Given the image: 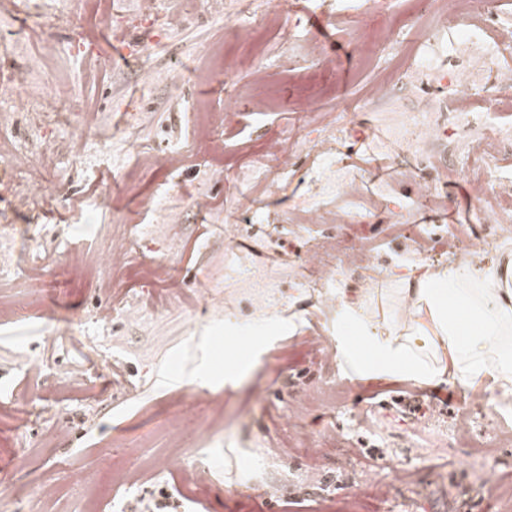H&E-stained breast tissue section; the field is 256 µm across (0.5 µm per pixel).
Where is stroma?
Wrapping results in <instances>:
<instances>
[{"label":"stroma","instance_id":"1","mask_svg":"<svg viewBox=\"0 0 512 512\" xmlns=\"http://www.w3.org/2000/svg\"><path fill=\"white\" fill-rule=\"evenodd\" d=\"M19 2L0 0V69L44 81L68 111L38 132L27 112L8 114L18 150L51 154L33 191L57 189L56 207L19 208L3 186L24 177L0 158V225L13 227L0 237V512H130L161 489L178 512H512V404H498L491 431L467 408L471 389L354 376L336 358V315L321 309L326 291L346 299L431 261L477 263L448 244L452 226L494 243L496 264L512 255V226L476 223L459 150L404 153L389 101L354 109L382 71L429 57L456 66L433 0L348 11L342 0H216L178 22L181 0L148 14L140 0H75L68 21L60 0ZM39 28L56 47L46 57ZM320 31L330 40L313 59L305 45ZM217 69L222 79L207 78ZM312 96L349 110L336 142L362 180L360 197L325 202L367 223L284 221L324 181L305 145ZM234 101L230 129L217 115ZM125 125L132 137L117 135ZM287 134V189L248 180L266 141ZM144 147L183 162L144 163ZM440 178L446 206L419 208L421 185ZM241 200L250 207L227 229ZM122 238L132 253L114 279L129 316L101 321L111 298L99 260ZM318 245L362 265L305 286L298 264ZM159 262L171 282L148 280ZM271 272L274 292L260 286ZM403 391L421 410L398 402ZM175 449L179 469L112 478Z\"/></svg>","mask_w":512,"mask_h":512}]
</instances>
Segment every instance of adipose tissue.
<instances>
[{"label": "adipose tissue", "mask_w": 512, "mask_h": 512, "mask_svg": "<svg viewBox=\"0 0 512 512\" xmlns=\"http://www.w3.org/2000/svg\"><path fill=\"white\" fill-rule=\"evenodd\" d=\"M388 294L399 316L380 326L369 296L342 307L345 321L373 352L359 356L344 332H337L338 359L355 375L417 384L489 381L495 388L491 403L512 400V263L486 274L462 263L428 265L413 279L397 280Z\"/></svg>", "instance_id": "adipose-tissue-1"}]
</instances>
